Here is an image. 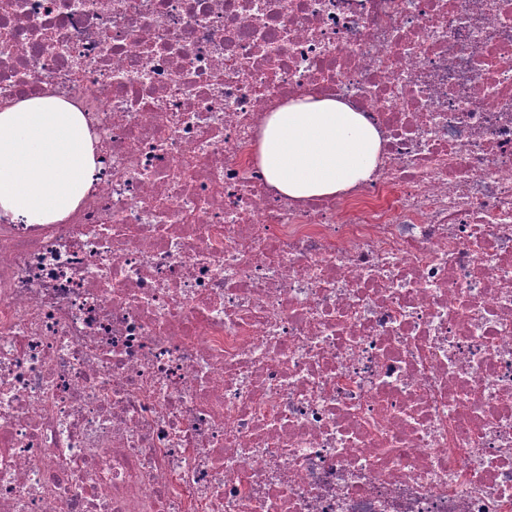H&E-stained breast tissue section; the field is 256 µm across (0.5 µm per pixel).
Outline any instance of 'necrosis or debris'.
<instances>
[{"mask_svg": "<svg viewBox=\"0 0 512 512\" xmlns=\"http://www.w3.org/2000/svg\"><path fill=\"white\" fill-rule=\"evenodd\" d=\"M101 166L0 217V512H512V0H0ZM379 130L298 202L289 99ZM380 149V134L362 112L312 95L269 112L259 140L268 184L294 200L336 196L366 182Z\"/></svg>", "mask_w": 512, "mask_h": 512, "instance_id": "necrosis-or-debris-1", "label": "necrosis or debris"}]
</instances>
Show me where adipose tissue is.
Segmentation results:
<instances>
[{
  "mask_svg": "<svg viewBox=\"0 0 512 512\" xmlns=\"http://www.w3.org/2000/svg\"><path fill=\"white\" fill-rule=\"evenodd\" d=\"M381 149L377 128L333 97L305 95L269 113L259 140L266 180L294 200L366 182ZM98 168L83 112L45 95L0 105V216L53 224L73 212Z\"/></svg>",
  "mask_w": 512,
  "mask_h": 512,
  "instance_id": "1",
  "label": "adipose tissue"
}]
</instances>
